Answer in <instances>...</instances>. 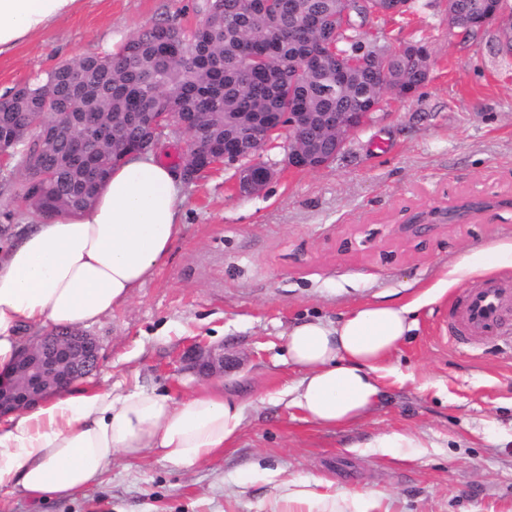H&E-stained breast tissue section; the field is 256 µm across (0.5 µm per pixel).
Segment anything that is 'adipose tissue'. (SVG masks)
<instances>
[{
	"mask_svg": "<svg viewBox=\"0 0 512 512\" xmlns=\"http://www.w3.org/2000/svg\"><path fill=\"white\" fill-rule=\"evenodd\" d=\"M82 0H0V57L76 13ZM186 197L175 170L150 154L113 168L94 204L22 227L0 247V372L24 329L100 323L150 280L182 232ZM417 302L370 303L308 320L284 337L299 378L276 393L306 420L351 424L376 404L378 379L416 328ZM246 405L223 386L183 399L140 386L69 388L0 418V489L33 504L102 483L114 456L153 454L190 471L231 447Z\"/></svg>",
	"mask_w": 512,
	"mask_h": 512,
	"instance_id": "1",
	"label": "adipose tissue"
}]
</instances>
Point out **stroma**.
<instances>
[{
	"label": "stroma",
	"mask_w": 512,
	"mask_h": 512,
	"mask_svg": "<svg viewBox=\"0 0 512 512\" xmlns=\"http://www.w3.org/2000/svg\"><path fill=\"white\" fill-rule=\"evenodd\" d=\"M206 0H82L79 11L0 57V90L60 62L99 55L111 36L166 19L199 23ZM445 0H414L403 16L367 20L369 39H421L427 83L387 97L329 165L288 166V139L266 148L276 177L259 194L235 191L236 165L183 185V230L134 297L89 327L99 364L89 387L132 385L180 398L212 385L180 369L189 345L236 361L226 393L247 420L223 455L187 472L156 456L115 459L102 485L33 506L0 490V512H270L283 482L305 483L338 512H512V346L495 337L464 349L448 314L494 277L512 284V53L492 24L461 35ZM18 175L0 171V244L37 220L17 203ZM472 198L509 206L438 224L398 227L415 212ZM492 266L460 285L441 281L459 256ZM419 301L417 328L387 363L380 401L345 427L305 421L274 393L296 380L283 336L297 321H336L355 306ZM382 433L413 438L380 448Z\"/></svg>",
	"instance_id": "1"
}]
</instances>
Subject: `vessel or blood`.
I'll return each instance as SVG.
<instances>
[{"instance_id":"1","label":"vessel or blood","mask_w":512,"mask_h":512,"mask_svg":"<svg viewBox=\"0 0 512 512\" xmlns=\"http://www.w3.org/2000/svg\"><path fill=\"white\" fill-rule=\"evenodd\" d=\"M453 343H461L462 333H493L512 326V287L492 280L468 293L457 314Z\"/></svg>"}]
</instances>
